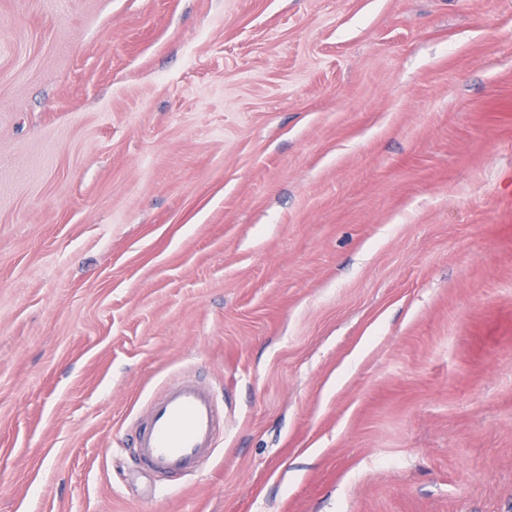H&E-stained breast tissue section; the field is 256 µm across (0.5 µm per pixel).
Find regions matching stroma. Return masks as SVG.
<instances>
[{
	"label": "stroma",
	"mask_w": 512,
	"mask_h": 512,
	"mask_svg": "<svg viewBox=\"0 0 512 512\" xmlns=\"http://www.w3.org/2000/svg\"><path fill=\"white\" fill-rule=\"evenodd\" d=\"M0 512H512V0H0ZM222 436L224 409L210 387L188 376L148 401L130 450L136 465L165 482L197 471Z\"/></svg>",
	"instance_id": "obj_1"
}]
</instances>
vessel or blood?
Returning a JSON list of instances; mask_svg holds the SVG:
<instances>
[{"label":"vessel or blood","mask_w":512,"mask_h":512,"mask_svg":"<svg viewBox=\"0 0 512 512\" xmlns=\"http://www.w3.org/2000/svg\"><path fill=\"white\" fill-rule=\"evenodd\" d=\"M223 434L224 410L210 387L183 377L148 401L131 454L136 465L165 482L196 471Z\"/></svg>","instance_id":"vessel-or-blood-1"}]
</instances>
